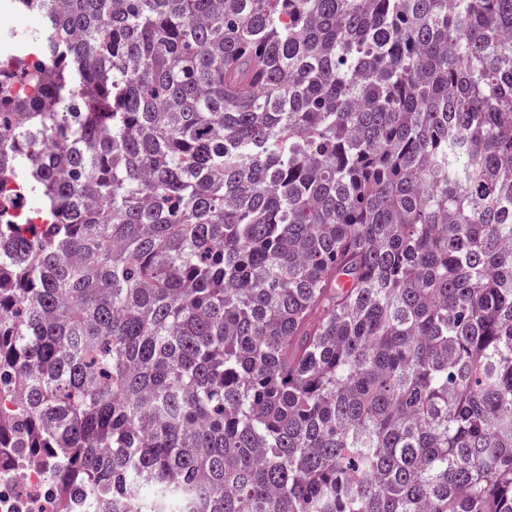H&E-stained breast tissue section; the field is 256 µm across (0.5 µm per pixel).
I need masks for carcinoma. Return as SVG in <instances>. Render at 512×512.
Returning <instances> with one entry per match:
<instances>
[{
	"instance_id": "obj_1",
	"label": "carcinoma",
	"mask_w": 512,
	"mask_h": 512,
	"mask_svg": "<svg viewBox=\"0 0 512 512\" xmlns=\"http://www.w3.org/2000/svg\"><path fill=\"white\" fill-rule=\"evenodd\" d=\"M63 2L0 62L3 465L512 512V0Z\"/></svg>"
}]
</instances>
